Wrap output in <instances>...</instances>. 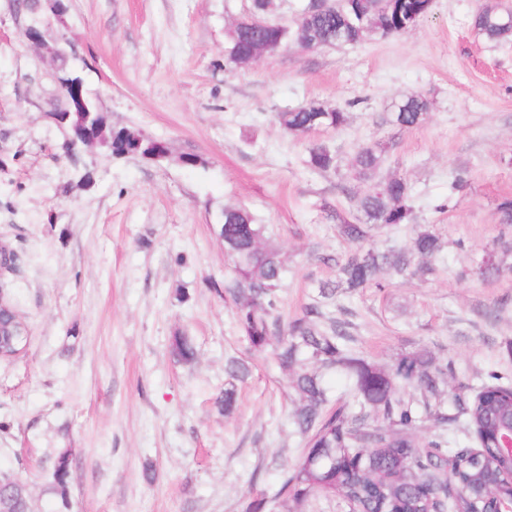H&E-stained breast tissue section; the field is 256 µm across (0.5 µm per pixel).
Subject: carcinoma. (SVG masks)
<instances>
[{
	"label": "carcinoma",
	"mask_w": 512,
	"mask_h": 512,
	"mask_svg": "<svg viewBox=\"0 0 512 512\" xmlns=\"http://www.w3.org/2000/svg\"><path fill=\"white\" fill-rule=\"evenodd\" d=\"M275 0H251L250 14L263 25L242 26L230 34L227 61L246 63L252 50L281 32L282 24L270 19ZM429 10L427 0H359L358 14L345 18L339 9H304L302 32L293 28L288 39L358 45L372 32L380 37L402 34ZM474 31L497 43L512 41V10L486 6L473 19ZM428 101L409 95L396 106L390 121L411 129L425 121ZM326 108L310 103L276 114L281 129L291 135L308 134L347 125V113L338 110L325 117ZM99 145L116 157H153L167 151L159 139L139 141V133L107 127L92 114ZM388 145L364 144L356 151L350 180L369 182L384 161ZM305 164L328 172L337 167L336 152L322 143L307 148ZM356 215L336 216L339 237L351 245L335 260L336 279L318 287V297L302 314L287 323L278 315L279 291L287 266L281 249L267 237V227L255 222L246 209L226 207L220 236L224 254L232 261L231 276L211 288L234 303L241 332L257 353L272 351L276 365L288 381L294 409L289 415L294 431L305 440L298 460L286 474L279 495L285 512L315 495L334 496L354 512H491L512 500V452L500 451L495 438L512 427V384L492 372L491 383L472 394L445 396L448 362L426 347L401 355L385 368L352 352L345 341L346 323L328 311L336 296L364 288L384 287L383 278L425 276L435 271L442 244L427 224L414 223L411 187L400 176L374 183L355 197ZM400 224L413 225L411 246L380 250L364 243ZM170 352L186 364L196 359V348L185 335L172 336ZM342 371L358 410L328 409L325 376ZM227 387L217 404L231 414L237 402L236 383L249 375L237 359L228 361ZM411 387L419 397L404 399ZM456 413L448 414L445 405ZM463 419L466 433L477 446L448 445L443 434L419 444L417 432L430 422L439 430ZM69 457L58 456L55 480L66 487Z\"/></svg>",
	"instance_id": "obj_1"
}]
</instances>
